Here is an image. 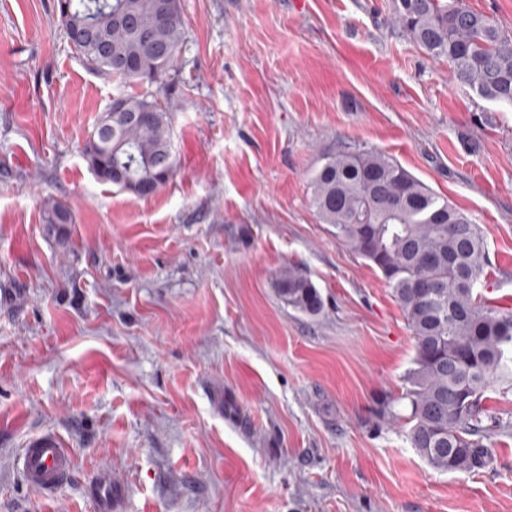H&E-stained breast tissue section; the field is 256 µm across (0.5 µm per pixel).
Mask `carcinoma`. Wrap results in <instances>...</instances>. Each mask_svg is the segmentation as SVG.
<instances>
[{
	"label": "carcinoma",
	"mask_w": 512,
	"mask_h": 512,
	"mask_svg": "<svg viewBox=\"0 0 512 512\" xmlns=\"http://www.w3.org/2000/svg\"><path fill=\"white\" fill-rule=\"evenodd\" d=\"M58 23L85 66L137 91L107 108L83 154L102 183L150 196L176 171L168 93L179 83L185 51L181 0H57ZM392 24L481 97L512 106V37L466 0H394ZM124 180L109 177L113 169ZM312 204L336 240L378 270L413 332L414 367L396 400L378 404L379 419L399 418L407 401V440L442 473L474 474L490 466L485 444L500 423L493 388L512 392V309L475 292L488 266L485 239L463 211L434 193L393 158L344 146L330 152L311 179ZM46 231L62 252L72 214L47 205ZM279 300L315 317L321 294L298 268L274 281Z\"/></svg>",
	"instance_id": "carcinoma-1"
}]
</instances>
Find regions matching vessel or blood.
I'll return each instance as SVG.
<instances>
[{
	"instance_id": "b4317fda",
	"label": "vessel or blood",
	"mask_w": 512,
	"mask_h": 512,
	"mask_svg": "<svg viewBox=\"0 0 512 512\" xmlns=\"http://www.w3.org/2000/svg\"><path fill=\"white\" fill-rule=\"evenodd\" d=\"M72 454L53 435H44L30 443L17 465L28 484L42 492H53L71 469ZM87 495L96 500L100 512H116L119 501L112 490V475L103 471L89 482Z\"/></svg>"
}]
</instances>
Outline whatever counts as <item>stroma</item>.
Wrapping results in <instances>:
<instances>
[{"mask_svg":"<svg viewBox=\"0 0 512 512\" xmlns=\"http://www.w3.org/2000/svg\"><path fill=\"white\" fill-rule=\"evenodd\" d=\"M392 5L181 0L178 166L137 199L81 153L122 85L77 58L56 0H0V512H98L102 470L122 512H512V395L491 401L492 465L428 467L398 401L413 333L311 201L339 146L392 157L479 225L480 290L512 306V107L402 36ZM288 265L319 317L277 298ZM45 433L73 456L49 496L16 463ZM43 221L46 231L53 238L57 247L66 253L70 246L73 224L69 208L59 201L49 203L44 211ZM86 493L96 500L100 512H112L119 506V500L112 491V475L108 471L98 472L89 482Z\"/></svg>","mask_w":512,"mask_h":512,"instance_id":"stroma-1","label":"stroma"}]
</instances>
